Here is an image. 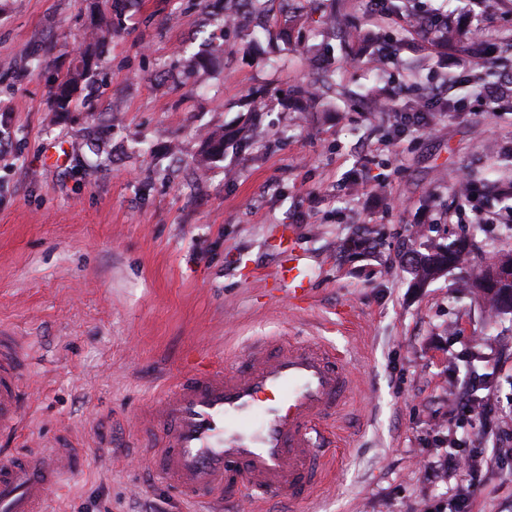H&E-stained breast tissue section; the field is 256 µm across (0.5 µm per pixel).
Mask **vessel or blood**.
Listing matches in <instances>:
<instances>
[{
  "instance_id": "obj_1",
  "label": "vessel or blood",
  "mask_w": 512,
  "mask_h": 512,
  "mask_svg": "<svg viewBox=\"0 0 512 512\" xmlns=\"http://www.w3.org/2000/svg\"><path fill=\"white\" fill-rule=\"evenodd\" d=\"M25 350L0 327V512H41L81 460L65 434L24 451ZM342 351L276 336L249 345L231 370L204 357L185 370L142 416L148 457L193 503L295 504L325 477L321 445L352 389Z\"/></svg>"
}]
</instances>
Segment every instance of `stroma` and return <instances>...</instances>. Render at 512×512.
<instances>
[{"instance_id":"1","label":"stroma","mask_w":512,"mask_h":512,"mask_svg":"<svg viewBox=\"0 0 512 512\" xmlns=\"http://www.w3.org/2000/svg\"><path fill=\"white\" fill-rule=\"evenodd\" d=\"M209 0H0V326L31 356L23 436L65 431L86 458L44 512H198L153 472L139 414L187 357L232 368L254 339L300 336L347 352L353 390L336 428L347 453L296 512H451L461 485L449 448H478L471 512H512V314L489 315L466 280L512 253V112L478 99L461 55L434 59L405 20L407 47L382 70L305 23L296 49L259 57L224 33ZM466 13L493 53L512 38V0H419ZM110 32L76 106L53 87L83 33ZM216 68L196 59L213 45ZM333 86L313 112L287 90L322 60ZM447 86L432 132L413 113L369 111L378 88ZM268 93L241 111L251 89ZM229 146L208 166L202 136ZM488 215L474 221L475 212ZM293 235L306 299L281 287L276 249ZM472 242L465 269L417 287L410 258ZM496 425L460 417L473 377Z\"/></svg>"}]
</instances>
